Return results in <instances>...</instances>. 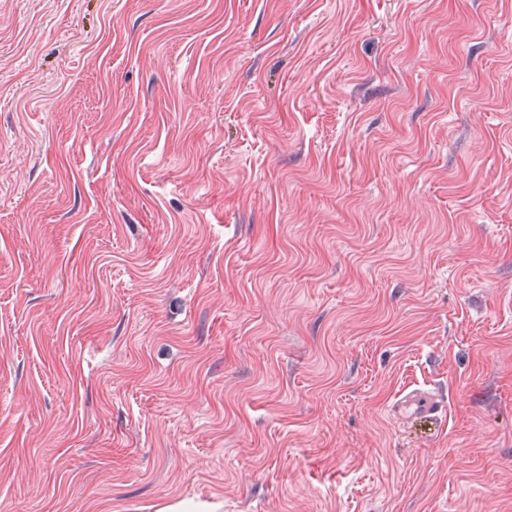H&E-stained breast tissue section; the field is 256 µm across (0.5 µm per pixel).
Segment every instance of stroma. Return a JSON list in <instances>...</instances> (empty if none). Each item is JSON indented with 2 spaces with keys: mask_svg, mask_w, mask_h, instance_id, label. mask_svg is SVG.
<instances>
[{
  "mask_svg": "<svg viewBox=\"0 0 512 512\" xmlns=\"http://www.w3.org/2000/svg\"><path fill=\"white\" fill-rule=\"evenodd\" d=\"M184 505L512 512V0H0V512ZM393 417L401 422L411 419H426L437 426H442L444 405L436 396L412 394L398 399L390 408Z\"/></svg>",
  "mask_w": 512,
  "mask_h": 512,
  "instance_id": "obj_1",
  "label": "stroma"
}]
</instances>
